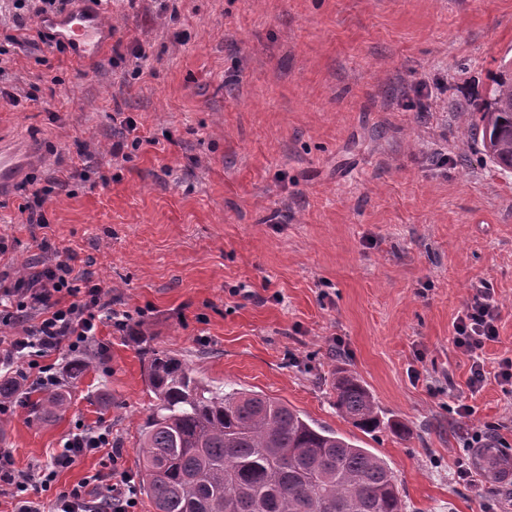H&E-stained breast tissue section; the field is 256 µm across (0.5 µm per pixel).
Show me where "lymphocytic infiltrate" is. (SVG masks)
I'll return each instance as SVG.
<instances>
[{
    "label": "lymphocytic infiltrate",
    "mask_w": 512,
    "mask_h": 512,
    "mask_svg": "<svg viewBox=\"0 0 512 512\" xmlns=\"http://www.w3.org/2000/svg\"><path fill=\"white\" fill-rule=\"evenodd\" d=\"M88 277V272L76 271L70 261L60 260L30 287L0 290L10 306L6 318L18 319L33 312L41 316L39 322L14 340L10 349L0 352V369L31 380L45 391L57 386L59 378L52 366L44 364V357L62 349L79 350L95 335L105 312L98 285L83 289L75 286L77 280ZM499 317V304L489 288L480 285L475 287L454 326V344L471 361V389L481 388L487 379L479 352L486 342L497 339ZM100 448L109 451L107 470L93 475L91 483L105 487V500H91L89 483L83 482L53 492L60 471L71 467L82 454ZM119 457L120 451L113 448L108 431L71 433L49 462L27 473L17 471L11 454L0 449V495L13 499L15 512H41L38 495L47 491L54 494L51 512H139L137 487L132 475L119 466Z\"/></svg>",
    "instance_id": "obj_1"
}]
</instances>
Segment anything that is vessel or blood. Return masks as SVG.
<instances>
[{"instance_id":"obj_1","label":"vessel or blood","mask_w":512,"mask_h":512,"mask_svg":"<svg viewBox=\"0 0 512 512\" xmlns=\"http://www.w3.org/2000/svg\"><path fill=\"white\" fill-rule=\"evenodd\" d=\"M47 25L55 40L65 45L80 61L98 57L111 39L109 27L98 10L54 16ZM22 164V157L13 147L0 146V188L14 180Z\"/></svg>"}]
</instances>
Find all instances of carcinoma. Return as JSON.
<instances>
[{
	"label": "carcinoma",
	"instance_id": "obj_1",
	"mask_svg": "<svg viewBox=\"0 0 512 512\" xmlns=\"http://www.w3.org/2000/svg\"><path fill=\"white\" fill-rule=\"evenodd\" d=\"M464 130L499 131L496 166L512 167V70L463 114ZM157 404L137 448L139 490L155 512H406L382 458L287 403L247 389L218 390L176 355L152 349L145 368ZM336 413L363 432L380 427L373 394L354 375L334 383ZM22 383L0 381V400Z\"/></svg>",
	"mask_w": 512,
	"mask_h": 512
}]
</instances>
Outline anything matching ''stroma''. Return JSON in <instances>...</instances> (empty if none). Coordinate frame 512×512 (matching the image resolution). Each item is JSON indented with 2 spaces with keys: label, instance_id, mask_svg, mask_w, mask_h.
Wrapping results in <instances>:
<instances>
[{
  "label": "stroma",
  "instance_id": "stroma-1",
  "mask_svg": "<svg viewBox=\"0 0 512 512\" xmlns=\"http://www.w3.org/2000/svg\"><path fill=\"white\" fill-rule=\"evenodd\" d=\"M13 9L0 0V142L34 161L0 192V288L71 256L133 316L85 343L96 371H63L62 411L32 389L0 418L16 468L80 425L138 473L151 347L384 458L407 512H512L507 484L455 474L469 433L512 450L495 378L512 357V170L461 123L512 59V0H107L112 45L88 63ZM117 109L150 138L125 159ZM41 187L47 221L27 223ZM479 282L501 315L474 391L453 336ZM340 372L404 434L338 416Z\"/></svg>",
  "mask_w": 512,
  "mask_h": 512
}]
</instances>
